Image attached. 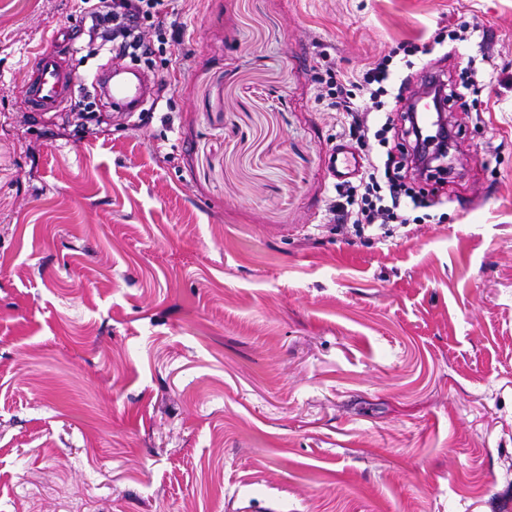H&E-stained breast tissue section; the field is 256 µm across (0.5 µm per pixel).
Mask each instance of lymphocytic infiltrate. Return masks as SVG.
<instances>
[{"mask_svg": "<svg viewBox=\"0 0 512 512\" xmlns=\"http://www.w3.org/2000/svg\"><path fill=\"white\" fill-rule=\"evenodd\" d=\"M81 12V34L110 57L148 64L161 55L172 73H185L182 59L165 56L167 46L183 37L182 27L173 19L172 0H82ZM392 63V55L387 54L343 81L330 69L315 76L320 99L338 114L342 133L356 138L363 155L358 179L337 185L339 199L329 208L330 222L345 237L368 230L383 238L396 236L423 206L409 179H431L440 186L447 182V167L421 165L419 155L434 136L438 139L434 155L440 160L453 133L442 127L429 135L415 123L411 79H394ZM392 134L403 140L398 161L392 154L373 150L374 145H387Z\"/></svg>", "mask_w": 512, "mask_h": 512, "instance_id": "f902f5d3", "label": "lymphocytic infiltrate"}]
</instances>
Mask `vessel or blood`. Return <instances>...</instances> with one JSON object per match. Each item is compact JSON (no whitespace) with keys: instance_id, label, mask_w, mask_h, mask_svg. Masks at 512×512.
<instances>
[{"instance_id":"obj_1","label":"vessel or blood","mask_w":512,"mask_h":512,"mask_svg":"<svg viewBox=\"0 0 512 512\" xmlns=\"http://www.w3.org/2000/svg\"><path fill=\"white\" fill-rule=\"evenodd\" d=\"M128 66L113 68L114 79L109 87L112 104L121 112H137L146 104L150 84L146 77L128 81ZM27 101L35 112L63 107L75 99L78 80L66 64L59 46H51L31 61L25 80ZM330 177L344 180L356 174L361 166L359 156L343 145L332 146L325 155Z\"/></svg>"}]
</instances>
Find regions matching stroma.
<instances>
[{"label":"stroma","instance_id":"obj_1","mask_svg":"<svg viewBox=\"0 0 512 512\" xmlns=\"http://www.w3.org/2000/svg\"><path fill=\"white\" fill-rule=\"evenodd\" d=\"M153 118L35 114L0 0V512H512V0H175ZM478 91L429 223L338 236L310 71Z\"/></svg>","mask_w":512,"mask_h":512}]
</instances>
